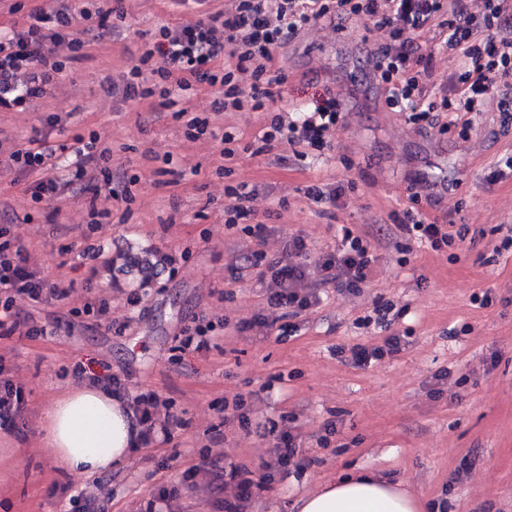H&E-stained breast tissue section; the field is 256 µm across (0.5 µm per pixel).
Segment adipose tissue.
Returning <instances> with one entry per match:
<instances>
[{"mask_svg":"<svg viewBox=\"0 0 512 512\" xmlns=\"http://www.w3.org/2000/svg\"><path fill=\"white\" fill-rule=\"evenodd\" d=\"M45 440L74 474L93 476L139 445V429L124 398L82 383L47 413ZM300 512H422L399 485L364 473H346L304 498Z\"/></svg>","mask_w":512,"mask_h":512,"instance_id":"1","label":"adipose tissue"}]
</instances>
